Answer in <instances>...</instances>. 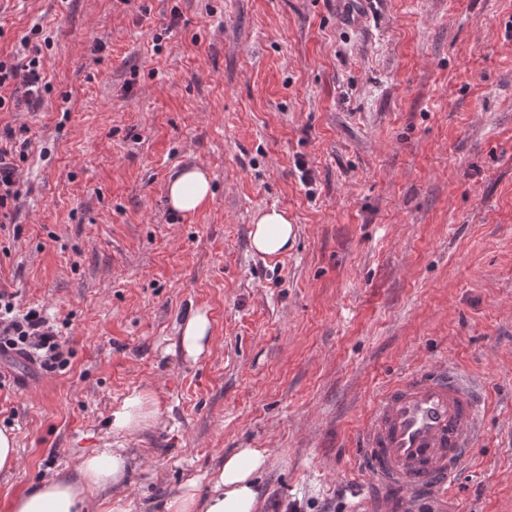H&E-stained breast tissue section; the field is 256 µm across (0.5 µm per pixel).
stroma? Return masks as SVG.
I'll return each instance as SVG.
<instances>
[{"instance_id":"stroma-1","label":"stroma","mask_w":512,"mask_h":512,"mask_svg":"<svg viewBox=\"0 0 512 512\" xmlns=\"http://www.w3.org/2000/svg\"><path fill=\"white\" fill-rule=\"evenodd\" d=\"M35 55L48 92L0 108L29 140L0 287L71 357L0 368V512L94 448L134 456L127 512L237 448L269 455L262 512H353L374 398L443 361L485 409L432 508L512 512V0H0V60ZM192 165L213 196L184 215ZM271 207L296 228L274 258L249 237ZM140 387L155 424L113 434ZM167 196L171 207L183 214H194L209 203L211 176L201 166L185 168L167 186ZM210 338V314L206 308H199L182 325L177 345L187 359L196 361L208 350ZM16 463V441L12 435L0 430V472H10Z\"/></svg>"}]
</instances>
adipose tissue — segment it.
Returning a JSON list of instances; mask_svg holds the SVG:
<instances>
[{
    "label": "adipose tissue",
    "instance_id": "adipose-tissue-1",
    "mask_svg": "<svg viewBox=\"0 0 512 512\" xmlns=\"http://www.w3.org/2000/svg\"><path fill=\"white\" fill-rule=\"evenodd\" d=\"M171 207L183 214H194L208 204L211 176L201 166L185 168L167 186ZM251 246L265 257L287 252L294 239V226L285 210L272 207L256 214L251 228ZM211 318L207 309H197L182 325L177 345L186 358L199 359L208 349ZM157 417V400L150 389L131 390L115 407L108 420L116 433H135L148 428ZM268 464V455L259 448H238L225 455L211 477L207 496H199L195 481H188L180 492L166 498L156 512H259L256 476ZM131 467L130 457L119 448H97L78 465V477L47 478L15 496L9 512H91V491H104L119 485Z\"/></svg>",
    "mask_w": 512,
    "mask_h": 512
}]
</instances>
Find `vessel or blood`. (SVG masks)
<instances>
[{"instance_id":"obj_1","label":"vessel or blood","mask_w":512,"mask_h":512,"mask_svg":"<svg viewBox=\"0 0 512 512\" xmlns=\"http://www.w3.org/2000/svg\"><path fill=\"white\" fill-rule=\"evenodd\" d=\"M481 425L477 386L448 363L416 368L387 386L362 430V474L377 490L371 512H414L412 494L443 497Z\"/></svg>"}]
</instances>
